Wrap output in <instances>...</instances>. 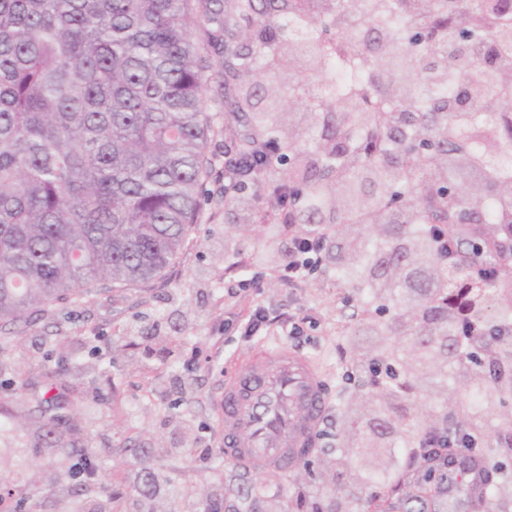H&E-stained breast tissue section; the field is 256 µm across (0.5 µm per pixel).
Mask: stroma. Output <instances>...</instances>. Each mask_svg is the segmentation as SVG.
<instances>
[{"label": "stroma", "instance_id": "1", "mask_svg": "<svg viewBox=\"0 0 512 512\" xmlns=\"http://www.w3.org/2000/svg\"><path fill=\"white\" fill-rule=\"evenodd\" d=\"M304 61L258 67L253 78L229 84L224 100L207 95L212 117L205 147L210 173L201 207L179 258L151 281L94 293L74 305H50L33 316L0 359V477L16 490L8 512H89L111 488L125 512H203L204 500L227 512H307L299 499L346 512L361 489L327 463L345 440L357 447L362 473L399 471L396 490H380L378 512H480L455 478L400 469L392 436L350 432L349 422L383 417L384 400L365 386L374 338L358 296L322 261L316 275L288 283L286 225L270 172L225 195L224 158L243 132L224 101L253 94L257 111L283 128L303 123L306 104L288 97L292 83H318ZM264 307L272 323L245 335L241 312ZM308 316L312 327L294 338L281 319ZM291 350L318 364L329 412L307 464L290 472L254 474L221 453L224 383L254 355ZM64 374L55 393L63 404L58 432L69 453L53 448L32 413L45 392V367ZM465 388L435 381L412 401L420 423L446 413ZM87 457L101 483L76 479Z\"/></svg>", "mask_w": 512, "mask_h": 512}]
</instances>
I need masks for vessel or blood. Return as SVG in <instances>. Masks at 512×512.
Here are the masks:
<instances>
[{"mask_svg":"<svg viewBox=\"0 0 512 512\" xmlns=\"http://www.w3.org/2000/svg\"><path fill=\"white\" fill-rule=\"evenodd\" d=\"M326 409V389L310 361L262 353L224 386V458L253 471L294 470L316 446Z\"/></svg>","mask_w":512,"mask_h":512,"instance_id":"b4317fda","label":"vessel or blood"}]
</instances>
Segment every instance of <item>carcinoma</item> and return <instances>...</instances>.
Wrapping results in <instances>:
<instances>
[{
  "label": "carcinoma",
  "mask_w": 512,
  "mask_h": 512,
  "mask_svg": "<svg viewBox=\"0 0 512 512\" xmlns=\"http://www.w3.org/2000/svg\"><path fill=\"white\" fill-rule=\"evenodd\" d=\"M0 0V356L28 315L98 288L160 276L196 223L208 177L209 89L191 28H205L222 83L254 59V25L334 74L308 100L326 134L299 148L247 97L237 185L288 167V223L328 242L378 232L336 258L375 315L376 391L418 387L412 355L478 398L453 419L479 445L512 449V7L504 0ZM421 188L418 201L407 197ZM458 350L448 353L444 339ZM398 444L430 447L397 407ZM490 470L484 497L507 504Z\"/></svg>",
  "instance_id": "carcinoma-1"
}]
</instances>
